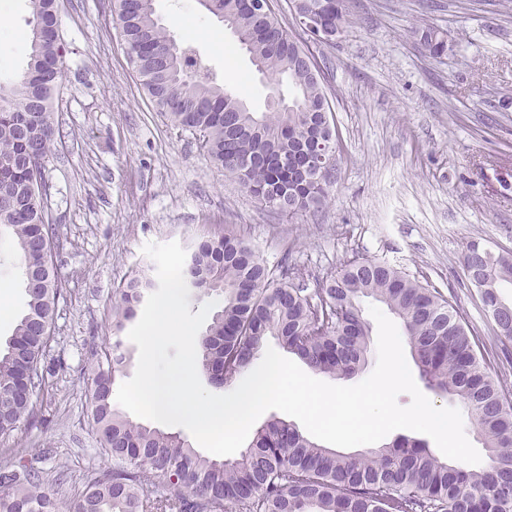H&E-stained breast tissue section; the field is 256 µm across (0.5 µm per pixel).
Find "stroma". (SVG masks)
<instances>
[{
    "mask_svg": "<svg viewBox=\"0 0 512 512\" xmlns=\"http://www.w3.org/2000/svg\"><path fill=\"white\" fill-rule=\"evenodd\" d=\"M66 47L54 102L58 134L46 168L48 204L63 240L55 260L67 294L45 356L51 396L13 445L41 458L46 477L66 475L71 499L84 475L112 462L88 412L92 354L113 336L115 288L150 266L149 243L230 228L268 265L299 269L308 290L343 258L396 264L438 288L482 344L484 362L512 394V341L499 336L461 261L465 243L512 252V0H346L352 24L333 45H313L335 109L340 158L326 205L288 216L262 206L211 164L189 133L145 96L115 24L113 0H60ZM171 37L236 85L262 111L267 81L223 23L197 0H156ZM29 0L0 20V78L25 67ZM439 29L448 49L431 57L414 29ZM10 291L8 338L25 307L8 244L0 286Z\"/></svg>",
    "mask_w": 512,
    "mask_h": 512,
    "instance_id": "35a3bbf8",
    "label": "stroma"
}]
</instances>
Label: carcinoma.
Listing matches in <instances>:
<instances>
[{
  "label": "carcinoma",
  "mask_w": 512,
  "mask_h": 512,
  "mask_svg": "<svg viewBox=\"0 0 512 512\" xmlns=\"http://www.w3.org/2000/svg\"><path fill=\"white\" fill-rule=\"evenodd\" d=\"M305 2L326 30L346 28L344 0ZM231 25L252 63L271 86L265 109L238 106L242 98L178 45L156 16L155 0H115L127 56L157 111L198 135L207 158L224 169L260 203L282 213L317 211L329 198L336 165L310 167L303 143L322 137L336 157V127L309 49L297 59L299 42L273 11L256 0H197ZM29 60L13 80H0V238L12 240L26 307L13 333L0 344V443L35 414L49 394L52 373L42 366L53 340L46 324L65 298V281L54 262L59 232L31 189L48 191L46 165L54 144V96L63 62L49 32L58 22L53 0H30ZM433 58L447 43L436 28L416 29ZM294 91L287 102L282 83ZM28 116L39 136L28 141L15 126ZM462 264L489 284L478 293L485 308L503 305L493 317L499 335L512 340V254L476 250L466 243ZM187 287L222 300L197 340L198 361L217 387L253 363L264 342L276 338L317 374L351 379L371 352L370 327L361 301L371 298L400 320L420 377L436 394L450 397L474 420L488 462L473 469L437 456L421 439L399 436L363 452L325 447L293 424L272 418L257 428L248 448L228 461L197 452L175 434L138 424L113 402L117 376L129 361L117 338L101 348L91 372L90 418L111 469L85 480L66 503L46 486L42 471L21 459L0 471V512H512V402L477 353L462 315L432 285L384 260L354 255L307 293L288 267H270L230 229L200 240L183 268ZM155 288L137 274L115 289L116 330L132 321L136 307Z\"/></svg>",
  "instance_id": "obj_1"
}]
</instances>
